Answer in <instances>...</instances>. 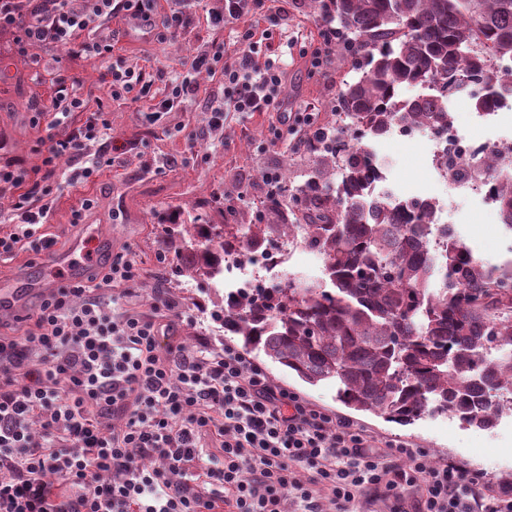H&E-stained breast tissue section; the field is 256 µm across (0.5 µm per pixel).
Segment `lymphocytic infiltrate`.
I'll return each instance as SVG.
<instances>
[{
  "instance_id": "f902f5d3",
  "label": "lymphocytic infiltrate",
  "mask_w": 512,
  "mask_h": 512,
  "mask_svg": "<svg viewBox=\"0 0 512 512\" xmlns=\"http://www.w3.org/2000/svg\"><path fill=\"white\" fill-rule=\"evenodd\" d=\"M151 0H0V30L18 45H55L94 59L111 56L103 20L116 13L152 24ZM252 27L235 50L197 54L164 102L173 109L200 91L199 76H220L224 101L209 124L230 112L278 111L283 73L258 65ZM112 95L146 99L145 72L109 66ZM75 80L59 77L51 104L35 105L49 127L69 113L85 124L49 137L44 172L0 167L17 188L14 224L0 232V257L23 247L50 248V181L61 163L68 180L89 181L91 141L109 128ZM143 270L119 253L86 282L44 296L33 328L0 336V512H358L379 496L391 512H474L475 497L453 466L421 448L373 436L274 385L260 365L227 346L195 350L164 340L172 304L156 297L151 313L133 305ZM215 435L218 451L202 438Z\"/></svg>"
}]
</instances>
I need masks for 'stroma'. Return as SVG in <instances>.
I'll return each mask as SVG.
<instances>
[{
	"instance_id": "35a3bbf8",
	"label": "stroma",
	"mask_w": 512,
	"mask_h": 512,
	"mask_svg": "<svg viewBox=\"0 0 512 512\" xmlns=\"http://www.w3.org/2000/svg\"><path fill=\"white\" fill-rule=\"evenodd\" d=\"M214 0H156L154 17L163 19L180 8L186 23L176 42L161 38L158 28L125 15L105 20L104 33H116L114 58L123 65L150 75L151 94L162 101L168 84L182 60L222 45L232 48V28H219L209 21ZM267 13L249 18L257 31L269 32L277 47L273 58L285 71L282 112L316 109L330 118V106L346 66L332 60L328 69L311 71L308 59L320 45L321 26L298 12L292 0H267ZM76 74L77 91L110 112L112 128L89 150L90 158L116 152L114 165L101 166L89 182L59 185L53 193V212L43 228L52 238L51 248L23 249L0 260V280L6 279L25 292L20 308L0 311V332L17 335L32 326L38 306L62 278L86 279L92 263L128 253L144 268L137 286L136 301L149 311L156 295L174 305L173 343L193 349L200 345L219 347L227 343L215 313L224 304V289L205 283L173 287L172 256L163 255L160 227L174 213L202 215L210 224L224 221V194L241 192L258 199L264 183L256 173L282 167L290 156L285 145L266 146L276 112H257L228 118L224 129L208 125L210 108L224 97L220 79H205V90L182 107L167 112L154 123L147 122L133 106L113 100L104 83V64L77 56L54 46H31L19 51L16 35L0 31V166L35 172L42 166L45 123L34 120L32 105L50 102L55 81L64 72ZM387 168V187L404 198H429L447 202L451 220L461 239L486 261L512 257V233L506 232L496 215L482 205L479 195L449 197L441 179L433 172L431 146L427 137L392 139L379 148ZM91 208H84V200ZM81 220H74L75 211ZM79 259V269L67 267L64 256ZM275 383L288 388L316 407L348 420L374 435L397 439L428 450L435 462L453 465L462 475L477 478L480 485L505 486L512 480V415H503L492 430L467 428L446 415L429 416L410 426H400L370 413L357 412L336 399L334 385L309 386L279 367L264 363Z\"/></svg>"
}]
</instances>
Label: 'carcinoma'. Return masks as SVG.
I'll return each instance as SVG.
<instances>
[{
	"label": "carcinoma",
	"mask_w": 512,
	"mask_h": 512,
	"mask_svg": "<svg viewBox=\"0 0 512 512\" xmlns=\"http://www.w3.org/2000/svg\"><path fill=\"white\" fill-rule=\"evenodd\" d=\"M336 28L337 49L358 78L344 80L334 121L292 146L307 163L291 185L256 202L267 222L165 225L166 252L183 284L212 280L232 241L257 246L279 233L302 237L324 277L288 279L253 296L224 298V332L249 353L316 386L336 385L349 408L410 425L433 415L490 430L512 413V278L475 261L461 240L433 250L435 204L368 198L378 174L368 155L394 127H448V90L478 112L512 98V0H295ZM511 64L486 70V56ZM428 86L423 101L406 89ZM512 227V177L493 186Z\"/></svg>",
	"instance_id": "carcinoma-1"
}]
</instances>
